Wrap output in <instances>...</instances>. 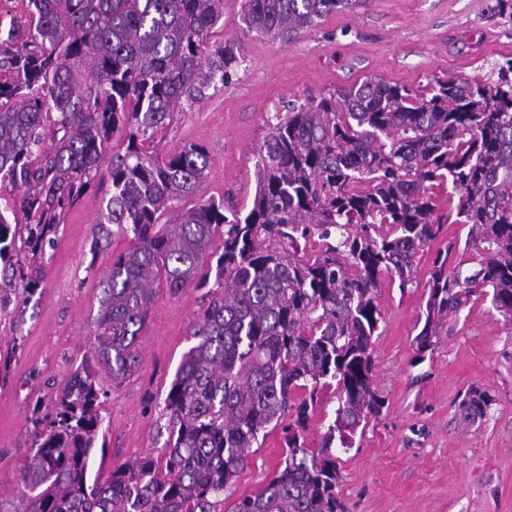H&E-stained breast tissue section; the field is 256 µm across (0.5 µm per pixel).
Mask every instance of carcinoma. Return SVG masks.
I'll return each mask as SVG.
<instances>
[{
    "label": "carcinoma",
    "instance_id": "1",
    "mask_svg": "<svg viewBox=\"0 0 512 512\" xmlns=\"http://www.w3.org/2000/svg\"><path fill=\"white\" fill-rule=\"evenodd\" d=\"M351 5L243 0V31L289 41ZM223 20L224 0H28L27 20L0 31V185L17 193L12 217L0 212V315L36 293L46 248L104 171L112 195L94 252L130 242L101 280L89 352L34 408L18 500L0 512H220L271 424L283 468L229 512H347L333 443L352 447L384 406L372 386L378 289L415 283L414 257L442 226L436 188L469 226L479 268L437 255L418 350L479 288L512 326V60L487 79L435 77L420 91L370 80L294 105L257 152L247 213L208 199L159 223L207 177L203 147L162 156L156 139L241 63L240 41L207 45ZM191 287L209 301L164 399L167 441L90 474L101 377H130L157 293ZM332 385L335 418L312 448L317 392ZM491 404L472 389L458 412L473 422Z\"/></svg>",
    "mask_w": 512,
    "mask_h": 512
}]
</instances>
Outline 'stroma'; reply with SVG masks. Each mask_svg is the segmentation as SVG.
<instances>
[{"mask_svg":"<svg viewBox=\"0 0 512 512\" xmlns=\"http://www.w3.org/2000/svg\"><path fill=\"white\" fill-rule=\"evenodd\" d=\"M493 0H359L282 44L242 30V0H224L214 42L241 41L244 61L223 86L179 113L160 154L205 148L209 166L200 199L220 198L248 211L256 189L255 154L275 114L339 87L384 80L424 88L433 77H473L512 59V21L489 19ZM111 195L110 182L90 191L65 217L37 293L0 319V500L17 495L15 475L31 446L29 418L47 386L81 364L92 340L100 281L113 254L94 253L92 226ZM468 227L443 225L414 258L417 284L378 290L383 320L372 339L373 387L384 406L339 451L336 491L348 512H512V328L486 295H474L443 321L426 351L417 323L429 296L438 252L470 263ZM203 290L160 292L137 338L140 366L122 383L103 379L104 427L94 466L109 470L167 439L163 400L191 341ZM491 396L481 421L460 419L470 389ZM281 429L259 441L224 492L225 505L261 487L283 466Z\"/></svg>","mask_w":512,"mask_h":512,"instance_id":"obj_1","label":"stroma"}]
</instances>
